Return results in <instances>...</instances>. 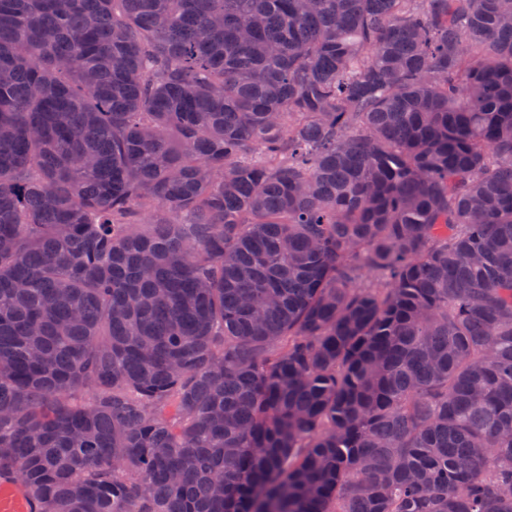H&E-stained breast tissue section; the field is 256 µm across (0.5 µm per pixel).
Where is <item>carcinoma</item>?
Returning a JSON list of instances; mask_svg holds the SVG:
<instances>
[{"instance_id":"1","label":"carcinoma","mask_w":512,"mask_h":512,"mask_svg":"<svg viewBox=\"0 0 512 512\" xmlns=\"http://www.w3.org/2000/svg\"><path fill=\"white\" fill-rule=\"evenodd\" d=\"M0 479L512 512V0H0Z\"/></svg>"}]
</instances>
